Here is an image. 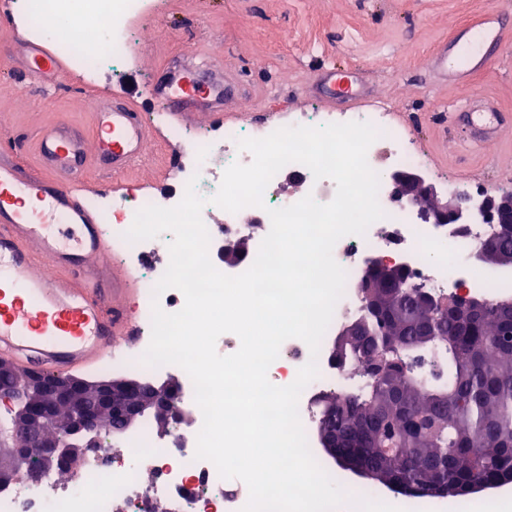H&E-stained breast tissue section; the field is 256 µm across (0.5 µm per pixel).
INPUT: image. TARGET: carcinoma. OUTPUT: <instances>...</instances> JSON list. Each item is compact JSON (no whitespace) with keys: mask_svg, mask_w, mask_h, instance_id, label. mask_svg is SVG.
<instances>
[{"mask_svg":"<svg viewBox=\"0 0 512 512\" xmlns=\"http://www.w3.org/2000/svg\"><path fill=\"white\" fill-rule=\"evenodd\" d=\"M492 260L512 263V224L498 225ZM400 288H369L348 371L357 386L319 398L336 409V438L414 498L465 495L476 479L512 474V301L485 300L461 316L451 298L425 310L426 294L399 274ZM381 356V375L366 365ZM21 374L0 376V392L25 397ZM397 442L403 451L381 449Z\"/></svg>","mask_w":512,"mask_h":512,"instance_id":"carcinoma-1","label":"carcinoma"}]
</instances>
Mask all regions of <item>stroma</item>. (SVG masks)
I'll return each mask as SVG.
<instances>
[{"mask_svg": "<svg viewBox=\"0 0 512 512\" xmlns=\"http://www.w3.org/2000/svg\"><path fill=\"white\" fill-rule=\"evenodd\" d=\"M486 11L512 18V0H170L163 14L133 22L142 37L135 65L144 83L106 68L91 80L62 75L48 92L15 62L12 33L26 30V20L0 13V128L33 167L38 128L65 118L93 135V95L143 97L175 56L236 82L226 103L236 125L285 110L323 111L306 81L326 67L352 69L366 105H385L413 125L437 184L479 181L498 196L512 191V42L498 47L496 65L474 82L476 96L492 98L503 114L498 139L476 154L458 152L462 134L448 126L449 113L463 106L459 92L425 64L456 28ZM181 150L180 142L163 139L146 164L127 173V185L165 189L174 176L169 162Z\"/></svg>", "mask_w": 512, "mask_h": 512, "instance_id": "stroma-1", "label": "stroma"}]
</instances>
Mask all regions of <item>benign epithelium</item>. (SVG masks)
Wrapping results in <instances>:
<instances>
[{"label":"benign epithelium","instance_id":"7a95c632","mask_svg":"<svg viewBox=\"0 0 512 512\" xmlns=\"http://www.w3.org/2000/svg\"><path fill=\"white\" fill-rule=\"evenodd\" d=\"M391 180L392 201L418 207L419 218L425 224H512V192L487 198L475 209L465 202L461 190L442 192L414 170L395 171ZM398 271L400 267L393 262L374 258L368 263L360 287L393 288ZM26 376L29 389L36 397L29 398L20 408L15 439L23 441L25 446L15 452L22 458V465L0 469V488L11 486L30 473L32 453L43 470L64 468L77 472L88 455L101 447V430L96 424L105 408L130 422L149 412L173 429L187 423L178 390L170 383L123 379L86 381L35 369L26 370ZM140 391L151 393V399L146 403L133 401L131 395ZM88 393L96 396L95 403L85 400ZM318 439L330 459L357 476L377 480L376 473L360 459L341 453L336 434L323 424L319 425Z\"/></svg>","mask_w":512,"mask_h":512}]
</instances>
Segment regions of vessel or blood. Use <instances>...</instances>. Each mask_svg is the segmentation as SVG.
<instances>
[{
    "label": "vessel or blood",
    "mask_w": 512,
    "mask_h": 512,
    "mask_svg": "<svg viewBox=\"0 0 512 512\" xmlns=\"http://www.w3.org/2000/svg\"><path fill=\"white\" fill-rule=\"evenodd\" d=\"M464 29L497 45L512 38V19L486 12ZM14 51L44 88H53L68 69L44 43L21 37ZM452 55V46H443L426 65L465 91L495 62L486 51L457 67ZM227 90L222 74H195L174 59L151 96L176 123L191 126L202 117L220 128ZM94 105L93 137L64 121L37 132L38 168H29L11 146L0 147V357L55 375L94 366L111 354L114 337L132 341L140 333L123 302L140 285L113 266L106 217L89 204L81 170L88 156L104 160L112 193H122V176L145 161L157 134L136 100L109 104L98 97ZM448 121L467 127L459 145L465 153L481 150L499 133V115L486 107L449 113Z\"/></svg>",
    "instance_id": "b4317fda"
}]
</instances>
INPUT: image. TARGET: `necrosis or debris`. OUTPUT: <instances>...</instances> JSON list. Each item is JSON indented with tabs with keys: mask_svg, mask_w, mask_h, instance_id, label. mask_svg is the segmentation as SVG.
<instances>
[{
	"mask_svg": "<svg viewBox=\"0 0 512 512\" xmlns=\"http://www.w3.org/2000/svg\"><path fill=\"white\" fill-rule=\"evenodd\" d=\"M14 6L29 22L30 31L49 36L48 21L67 22L69 34L56 42V51L69 58L78 73L93 76L104 65L113 71L133 75L134 59L139 38L131 26L133 19L159 11L160 0H14ZM157 124L166 123L162 110L151 113ZM366 122L380 132L369 147L367 161L380 177L378 200L386 216L369 226L365 235H348L333 248L335 261L346 271L344 294L338 301L333 319L322 339L318 354H311L301 339L291 338L280 347L278 358L268 370V378L277 386L293 383L300 367L316 360L319 375L302 391L298 411L306 434H313L316 415L312 400L325 391H339L354 386L355 380L343 374L330 358L331 345L343 315L360 313L363 307L359 284L365 275V262L371 258H386L400 265L412 284L427 288L445 297L455 292L458 284H466L472 295L497 296L494 283L469 263L451 270L444 264H430L429 250L440 240L453 238L463 254L480 246L492 233L489 224L466 225L462 234H455L448 224H425L407 204L392 202V171L399 169L427 170L425 152L409 126L397 124L391 112L375 106L364 112H288L274 122L248 127L228 125L218 133L199 132L178 126L168 127L171 138L185 146V159L176 176L173 192L157 197L143 190H133L110 199L98 198L97 204L112 217L109 229L116 255L142 274L145 290L136 313L141 333L134 349L106 359L105 369L123 370L144 378L168 373V366L148 367L140 358L151 339L153 306L168 313L182 309L185 299L175 288L153 297L152 289L165 272L154 261L160 242L172 241L171 232L160 238L129 242L127 224L133 223L141 208L153 204L161 207L177 205L184 196L188 182H195L197 192L209 198L216 193L223 174L233 162L251 163L250 152L239 149V140L263 138L277 129L295 126H322L332 123ZM306 184L308 194L322 204L333 200L336 185L332 179H314L304 165L291 163L275 175L264 191L263 207L251 210L246 224H211L210 254L223 257L227 244L244 238H264L271 221L268 209L295 204L288 192L287 178ZM198 427L179 428L168 433L156 432L150 423L122 434L128 466L122 473L112 471V450L104 448L100 456L90 458L82 472L74 477H57L37 473L23 477L14 486L0 490V512H112L114 501H122L127 512H152L156 496L175 494L177 512H242L248 502L246 485L228 492V480L219 476L215 466L195 457ZM149 473L150 485H143L142 473Z\"/></svg>",
	"mask_w": 512,
	"mask_h": 512,
	"instance_id": "necrosis-or-debris-1",
	"label": "necrosis or debris"
}]
</instances>
